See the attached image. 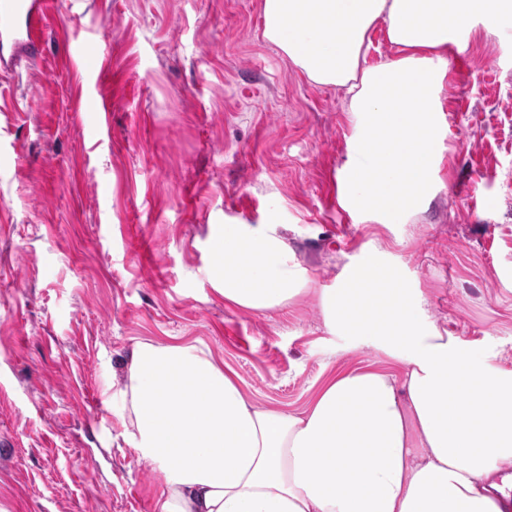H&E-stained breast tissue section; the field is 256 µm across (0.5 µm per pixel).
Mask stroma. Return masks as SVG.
Listing matches in <instances>:
<instances>
[{
	"label": "stroma",
	"instance_id": "obj_1",
	"mask_svg": "<svg viewBox=\"0 0 512 512\" xmlns=\"http://www.w3.org/2000/svg\"><path fill=\"white\" fill-rule=\"evenodd\" d=\"M440 97L436 190L381 224L338 202L343 89L264 39L262 0H58L41 58L0 73V512H156L160 476L121 437L138 341L204 344L288 413L350 370L402 376L320 307L372 255L427 323L512 370V49L478 30ZM224 224L277 225L306 292L226 305L205 273Z\"/></svg>",
	"mask_w": 512,
	"mask_h": 512
}]
</instances>
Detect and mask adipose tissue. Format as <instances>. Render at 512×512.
<instances>
[{
	"label": "adipose tissue",
	"mask_w": 512,
	"mask_h": 512,
	"mask_svg": "<svg viewBox=\"0 0 512 512\" xmlns=\"http://www.w3.org/2000/svg\"><path fill=\"white\" fill-rule=\"evenodd\" d=\"M262 16L264 38L309 82L345 89L359 125L344 201L386 224L435 188L449 49L480 26L512 46L500 25L512 0H263ZM378 23L396 56L372 64ZM209 252L226 305L266 313L304 291L276 225H224ZM393 280L368 258L322 305L331 330L402 358L403 379L342 373L298 414L257 407L206 346L137 342L123 437L162 477L157 512H512L495 481L512 462V370L426 324Z\"/></svg>",
	"instance_id": "1"
}]
</instances>
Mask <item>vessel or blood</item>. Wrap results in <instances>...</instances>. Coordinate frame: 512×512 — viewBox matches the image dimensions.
Instances as JSON below:
<instances>
[{"label": "vessel or blood", "mask_w": 512, "mask_h": 512, "mask_svg": "<svg viewBox=\"0 0 512 512\" xmlns=\"http://www.w3.org/2000/svg\"><path fill=\"white\" fill-rule=\"evenodd\" d=\"M56 10L57 0H0V70L35 59Z\"/></svg>", "instance_id": "obj_1"}]
</instances>
